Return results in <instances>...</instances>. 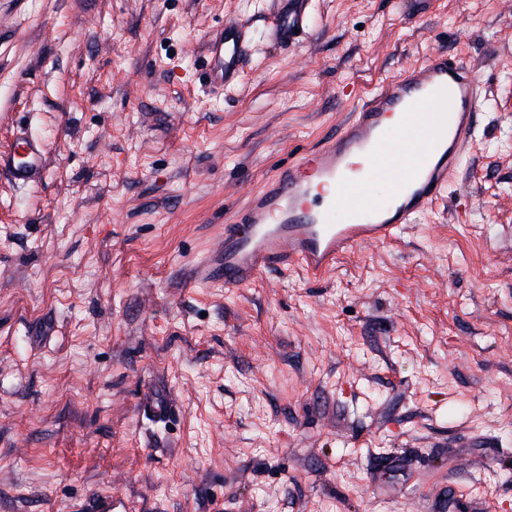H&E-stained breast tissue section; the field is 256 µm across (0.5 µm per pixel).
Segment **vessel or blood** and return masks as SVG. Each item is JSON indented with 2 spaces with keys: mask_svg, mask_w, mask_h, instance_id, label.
Masks as SVG:
<instances>
[{
  "mask_svg": "<svg viewBox=\"0 0 512 512\" xmlns=\"http://www.w3.org/2000/svg\"><path fill=\"white\" fill-rule=\"evenodd\" d=\"M277 42L288 44L310 23L312 0H280ZM249 25H225L209 41L213 88L238 83L249 61ZM478 81L463 61L437 52L426 69L406 71L356 112L335 138L279 167L224 227L217 254L195 267L196 279L239 288L267 267L299 264L319 272L357 246L384 243L438 199L475 133ZM47 146L27 132L0 153V175L37 181ZM386 190L373 192L374 184ZM140 406L166 422L175 408L161 387L142 391Z\"/></svg>",
  "mask_w": 512,
  "mask_h": 512,
  "instance_id": "obj_1",
  "label": "vessel or blood"
}]
</instances>
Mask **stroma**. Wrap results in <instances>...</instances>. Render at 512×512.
Wrapping results in <instances>:
<instances>
[{
  "label": "stroma",
  "instance_id": "obj_1",
  "mask_svg": "<svg viewBox=\"0 0 512 512\" xmlns=\"http://www.w3.org/2000/svg\"><path fill=\"white\" fill-rule=\"evenodd\" d=\"M0 0V512H512V0ZM251 25L236 85L206 46ZM478 78L433 207L320 276L193 277L274 171L432 52ZM160 383L173 419L144 416ZM280 3L282 7L273 19L274 37L281 44L293 43L309 26L312 0H280ZM47 154L46 144L20 129L14 150L0 153V175L20 184L36 182L46 165Z\"/></svg>",
  "mask_w": 512,
  "mask_h": 512
}]
</instances>
